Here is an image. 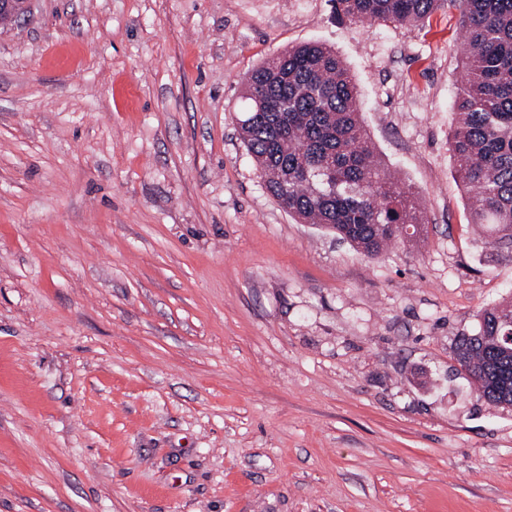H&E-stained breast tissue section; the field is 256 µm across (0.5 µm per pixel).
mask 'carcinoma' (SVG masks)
I'll list each match as a JSON object with an SVG mask.
<instances>
[{"label":"carcinoma","mask_w":512,"mask_h":512,"mask_svg":"<svg viewBox=\"0 0 512 512\" xmlns=\"http://www.w3.org/2000/svg\"><path fill=\"white\" fill-rule=\"evenodd\" d=\"M354 22L419 26L438 10L462 16L467 78L453 104L450 141L473 224L512 243V0H333ZM240 134L266 189L288 213L317 224L369 258L426 232L411 187L375 155L360 116L359 88L320 43L282 51L244 80ZM455 355L479 398L512 405V301L484 309Z\"/></svg>","instance_id":"carcinoma-1"}]
</instances>
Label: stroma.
<instances>
[{"mask_svg":"<svg viewBox=\"0 0 512 512\" xmlns=\"http://www.w3.org/2000/svg\"><path fill=\"white\" fill-rule=\"evenodd\" d=\"M458 10L29 0L0 25V512H512L455 342L512 298L449 142ZM331 46L427 225L370 259L268 192L246 75Z\"/></svg>","mask_w":512,"mask_h":512,"instance_id":"1","label":"stroma"}]
</instances>
